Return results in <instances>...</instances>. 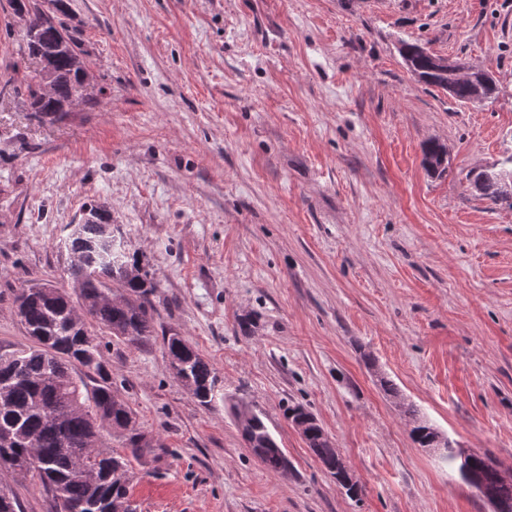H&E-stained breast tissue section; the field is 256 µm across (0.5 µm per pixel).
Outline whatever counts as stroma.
I'll list each match as a JSON object with an SVG mask.
<instances>
[{
  "mask_svg": "<svg viewBox=\"0 0 512 512\" xmlns=\"http://www.w3.org/2000/svg\"><path fill=\"white\" fill-rule=\"evenodd\" d=\"M67 2L89 53L72 111L41 121L0 95V353L28 343L15 291L66 285L68 227L103 205L155 284L149 341L97 332L163 450L129 462L137 512H489L401 406L512 472V210L468 181L512 147V0ZM20 29L0 0V87L31 64ZM402 40L489 70L498 98L418 83ZM169 330L212 364L209 406L170 370ZM232 400L262 413L288 473L246 447ZM297 404L361 495L291 425ZM0 485L51 512L32 479ZM424 165L430 173L441 174L448 168L447 151L439 143H429L424 149ZM416 424L412 429L413 439L419 446L423 448H431L434 437L436 436V429L430 426L428 423L420 419L418 416V410L412 405H407L404 410ZM307 431L310 435L306 444L318 458L323 468L332 478L339 476L345 481H352L350 489L346 491L351 496H357L360 491L358 480L354 477L346 460L341 457V453L335 447L331 437L320 425L312 424L307 428Z\"/></svg>",
  "mask_w": 512,
  "mask_h": 512,
  "instance_id": "1",
  "label": "stroma"
}]
</instances>
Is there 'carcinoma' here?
<instances>
[{
  "instance_id": "obj_1",
  "label": "carcinoma",
  "mask_w": 512,
  "mask_h": 512,
  "mask_svg": "<svg viewBox=\"0 0 512 512\" xmlns=\"http://www.w3.org/2000/svg\"><path fill=\"white\" fill-rule=\"evenodd\" d=\"M56 13L44 11L39 0H9L23 21L22 40L36 68L11 83L10 90L24 98L28 111L41 120H55L70 111L87 81V51L82 32L62 20L65 0H56ZM420 45L400 41L399 54L417 81L448 92L453 98L483 103L496 97L497 86L488 72L466 67L457 60L423 55ZM424 165L433 174L447 170V151L439 143L424 149ZM512 172V150L501 162L474 171L471 188L495 205L512 209V195L502 188L500 176ZM63 247L70 255L68 269L73 292L53 285L21 288L14 304L29 344L0 354V465L22 467L35 457L33 477L51 494L55 512H114V504L128 496L129 461L103 448L104 433H128L129 451L142 458L155 451L150 440L136 431L129 405L112 391V382L100 355V342L90 325L76 318L84 310L92 322L117 339L137 346L155 334L149 294V273L115 243L112 214L92 205L81 221L69 225ZM166 353L183 362L182 373L194 387L199 405L207 407L217 378L208 361L177 333L163 336ZM413 439L432 446L435 428L418 417ZM249 450L274 473L285 470L288 459L261 415L240 427ZM307 446L333 477L351 482L348 493L358 495V480L331 437L312 424ZM471 472L512 512V481L500 477L487 456L471 462Z\"/></svg>"
}]
</instances>
